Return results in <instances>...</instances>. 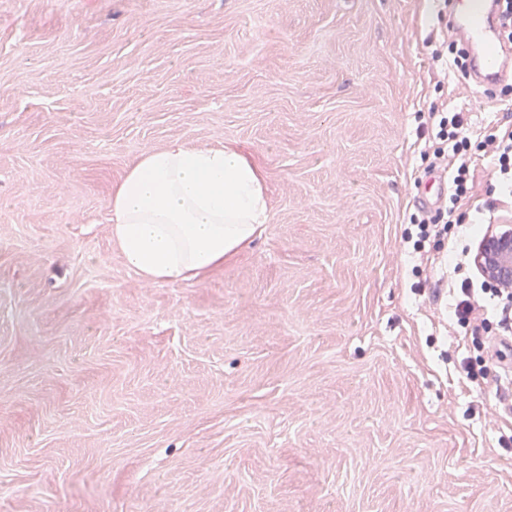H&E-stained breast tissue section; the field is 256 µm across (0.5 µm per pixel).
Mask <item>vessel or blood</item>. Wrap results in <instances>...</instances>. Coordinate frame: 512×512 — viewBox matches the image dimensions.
I'll list each match as a JSON object with an SVG mask.
<instances>
[{"instance_id": "obj_1", "label": "vessel or blood", "mask_w": 512, "mask_h": 512, "mask_svg": "<svg viewBox=\"0 0 512 512\" xmlns=\"http://www.w3.org/2000/svg\"><path fill=\"white\" fill-rule=\"evenodd\" d=\"M448 29L468 48L467 75L475 86L512 78V46L501 38L498 0H455Z\"/></svg>"}]
</instances>
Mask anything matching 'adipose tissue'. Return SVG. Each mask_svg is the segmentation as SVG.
Here are the masks:
<instances>
[{"label":"adipose tissue","mask_w":512,"mask_h":512,"mask_svg":"<svg viewBox=\"0 0 512 512\" xmlns=\"http://www.w3.org/2000/svg\"><path fill=\"white\" fill-rule=\"evenodd\" d=\"M110 238L151 283L202 280L258 240L271 221L266 176L235 143L174 140L141 154L108 199Z\"/></svg>","instance_id":"obj_1"}]
</instances>
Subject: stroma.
Returning <instances> with one entry per match:
<instances>
[{"instance_id":"1","label":"stroma","mask_w":512,"mask_h":512,"mask_svg":"<svg viewBox=\"0 0 512 512\" xmlns=\"http://www.w3.org/2000/svg\"><path fill=\"white\" fill-rule=\"evenodd\" d=\"M444 0H0V512H512V334L453 314L512 224L480 162L426 201L468 87ZM233 141L263 237L143 281L107 196L151 149ZM446 225L424 252L419 210Z\"/></svg>"}]
</instances>
